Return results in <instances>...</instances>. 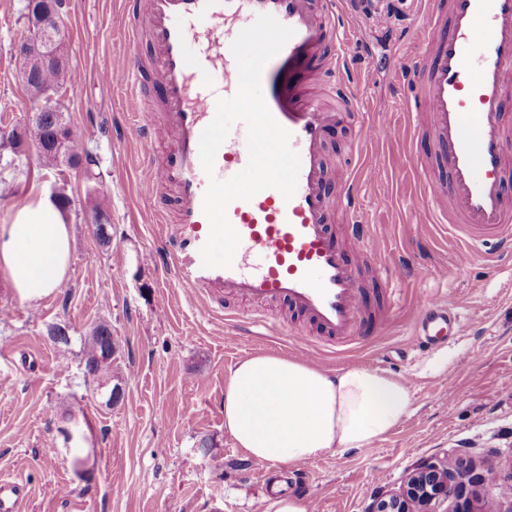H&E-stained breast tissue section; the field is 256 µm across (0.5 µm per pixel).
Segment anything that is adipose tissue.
<instances>
[{"label":"adipose tissue","instance_id":"obj_1","mask_svg":"<svg viewBox=\"0 0 512 512\" xmlns=\"http://www.w3.org/2000/svg\"><path fill=\"white\" fill-rule=\"evenodd\" d=\"M70 252V226L51 199L30 200L0 225V271L23 300L62 285ZM413 410L408 381L369 367L331 371L256 354L235 363L224 383L225 432L252 459L279 466L366 447Z\"/></svg>","mask_w":512,"mask_h":512}]
</instances>
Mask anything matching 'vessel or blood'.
Wrapping results in <instances>:
<instances>
[{
  "mask_svg": "<svg viewBox=\"0 0 512 512\" xmlns=\"http://www.w3.org/2000/svg\"><path fill=\"white\" fill-rule=\"evenodd\" d=\"M349 2L125 0L128 50L102 75L138 104L131 131L140 143L139 193L151 203L143 220L167 225L165 255L190 289L188 305L209 317L207 295L216 290L246 307L251 325L267 328L265 306L286 303L320 331L314 338L293 330L289 339L317 351H344L367 331L382 329L389 317L371 315L362 272L395 276L378 264L380 239L367 230L359 204L361 184L380 180L379 163L358 177L347 171L328 176L326 140L341 113L358 104V86L344 75ZM261 14L294 30L267 63L262 90L274 118L291 133L300 159L297 190L288 201L271 188L233 201L227 216L240 236L233 266L207 268L200 250L210 231L202 212L210 176L199 140L217 99L238 90L231 44ZM414 25L421 57L405 72L414 89L409 110L414 136L432 143L430 154L417 160L421 201L464 268L488 246L512 250L506 191L512 131L504 111V91L512 85V0H421ZM144 39L153 51L147 63L140 54ZM167 128L175 141L160 159L155 148ZM247 163L239 123L217 152L214 177L228 179ZM166 184L174 188L168 210L153 204ZM334 210L346 217L341 237L328 222ZM462 329L457 305L440 298L420 305L412 334L433 345ZM25 500L23 482L0 476V512H20Z\"/></svg>",
  "mask_w": 512,
  "mask_h": 512,
  "instance_id": "b4317fda",
  "label": "vessel or blood"
}]
</instances>
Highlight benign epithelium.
Wrapping results in <instances>:
<instances>
[{
    "label": "benign epithelium",
    "mask_w": 512,
    "mask_h": 512,
    "mask_svg": "<svg viewBox=\"0 0 512 512\" xmlns=\"http://www.w3.org/2000/svg\"><path fill=\"white\" fill-rule=\"evenodd\" d=\"M33 0L28 14L27 33L11 48L20 62L27 86H32L39 73L66 65L60 53L65 34L60 24L59 11L50 0L38 5ZM57 92L36 93L29 138L40 155L48 150L62 152L75 136L73 129L61 118L54 136L47 140L41 136L44 114L59 111ZM483 482V468L463 467L446 459H428L422 462L398 491L382 490L367 505L365 512H439V507L453 499V512H474L472 500Z\"/></svg>",
    "instance_id": "1"
}]
</instances>
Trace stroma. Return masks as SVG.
Masks as SVG:
<instances>
[{
  "label": "stroma",
  "instance_id": "obj_1",
  "mask_svg": "<svg viewBox=\"0 0 512 512\" xmlns=\"http://www.w3.org/2000/svg\"><path fill=\"white\" fill-rule=\"evenodd\" d=\"M26 0H0V114L11 127L28 125L32 103L12 44L26 32ZM395 8L389 29H378L364 11L348 23L359 58L352 75L367 104L357 122L341 123L329 136V167L360 173L374 158L381 180L365 185L364 218L381 238L388 267L408 265L388 303L384 282L365 278L370 305L390 310L391 323L361 337L350 352L326 353L319 367L361 365L413 378V414L386 437L341 456L288 467L302 478L295 494L317 503V512H364L380 487L399 489L422 461L433 457L489 460L476 512L499 500L512 473V259L498 265L476 260L464 270L440 233L427 223L415 191L410 118L402 104L408 86L396 69L416 61L410 18L414 0H379V12ZM62 49L82 84L68 88L64 118L99 163L96 180L83 172L47 167L32 145L0 146V225L40 194L58 190L71 200L66 211L72 250L67 277L49 296L28 302L0 273V476L27 484L24 512H257L268 497L262 463L245 458L224 431V377L238 360L257 353L296 356L284 336L231 338L240 306L220 298L207 319L183 302L185 289L165 265L151 259L164 236L144 223L147 201L138 197L135 160L139 145L125 133L127 103L101 73L120 62L126 30L121 0H65ZM386 109L395 138L351 151L362 124ZM106 202L112 241L101 245L88 222ZM442 296L456 303L461 335L447 344L420 347L411 334L419 301ZM112 327L118 349L112 374L124 388L107 407L83 380L80 347L99 322ZM62 324L69 346L48 331ZM89 425L76 471L60 433L68 413ZM54 443L46 451V443Z\"/></svg>",
  "mask_w": 512,
  "mask_h": 512
}]
</instances>
